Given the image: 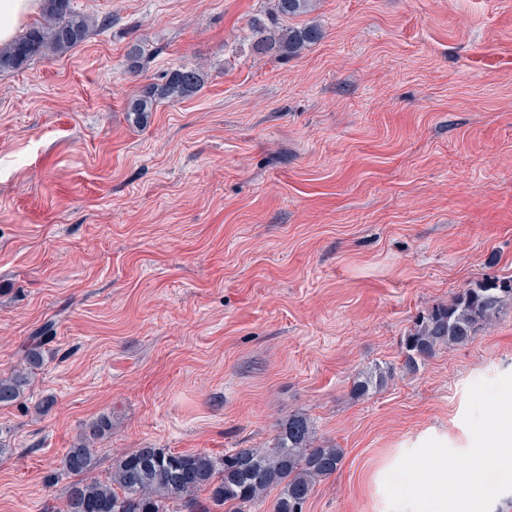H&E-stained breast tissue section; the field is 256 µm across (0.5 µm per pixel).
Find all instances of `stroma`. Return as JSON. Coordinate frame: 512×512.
<instances>
[{
  "label": "stroma",
  "instance_id": "35a3bbf8",
  "mask_svg": "<svg viewBox=\"0 0 512 512\" xmlns=\"http://www.w3.org/2000/svg\"><path fill=\"white\" fill-rule=\"evenodd\" d=\"M74 6L111 26L0 73V376L53 325L0 407V512H58L100 417L104 479L145 446H271L298 411L344 451L304 512H386V469L426 435L469 449V386L512 373V307L399 370L418 314L512 276V0H314L280 21L322 29L293 57L252 49L270 0ZM182 64L201 90L134 124ZM159 81L144 85L130 100L129 113L137 124L147 121L162 101H179L195 95L204 83V73L198 66L180 65L164 73ZM52 323H47L24 349L21 369L10 376L0 377V406H10L19 401L30 384V375L44 363L43 347L51 336ZM391 370H386L378 365L370 367L364 371L358 373V376L354 378L352 384V391L358 397H364L368 395L374 389L381 387L391 374Z\"/></svg>",
  "mask_w": 512,
  "mask_h": 512
}]
</instances>
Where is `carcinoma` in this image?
<instances>
[{"label": "carcinoma", "instance_id": "obj_1", "mask_svg": "<svg viewBox=\"0 0 512 512\" xmlns=\"http://www.w3.org/2000/svg\"><path fill=\"white\" fill-rule=\"evenodd\" d=\"M280 17L299 16L312 10L311 0H272ZM105 22L74 9L73 0H46L42 19L31 23L9 45L0 48V72L20 70L41 58L63 55L84 43L92 28ZM258 35V52L276 49L295 55L318 42L322 30L316 24L303 27H269L262 17L250 21ZM204 83L198 66L180 65L160 81L144 85L129 102L134 121L143 123L163 101H179L195 95ZM512 305V277L481 280L456 294L448 303L419 316L401 338L402 372L415 374L422 363L443 348L464 346L477 330L496 320ZM52 324L43 326L24 349L21 369L0 377V406L19 401L30 384L29 374L44 363L43 347ZM390 370L378 365L358 373L352 391L358 397L382 386ZM108 423H89L61 460L63 471L73 477L66 487L60 512H169V504L181 503L189 512H251L272 490H279L273 512H303L317 482L336 473L344 449L316 444L312 421L303 412L288 416L270 448H230L215 457L205 451L175 452L146 447L127 452L112 463L106 480L93 477L98 466L97 442Z\"/></svg>", "mask_w": 512, "mask_h": 512}]
</instances>
